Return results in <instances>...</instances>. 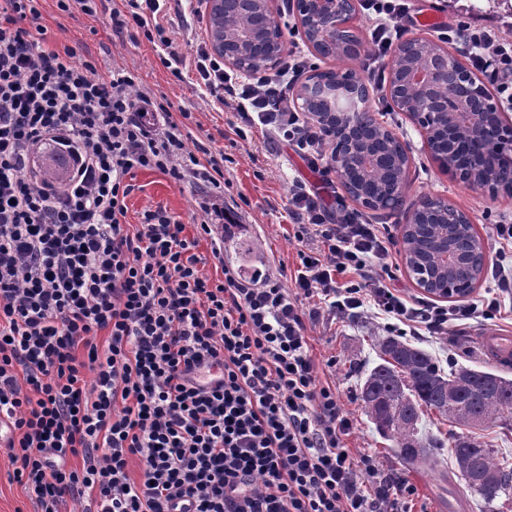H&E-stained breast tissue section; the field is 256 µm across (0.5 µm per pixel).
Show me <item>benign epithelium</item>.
<instances>
[{
	"mask_svg": "<svg viewBox=\"0 0 512 512\" xmlns=\"http://www.w3.org/2000/svg\"><path fill=\"white\" fill-rule=\"evenodd\" d=\"M210 6L225 10L242 6L256 13L250 30L235 38L211 39L212 50L224 57V65L246 73L276 68L285 51L279 28L262 17H271V0H209ZM357 0H296L299 23L313 27L309 44L316 54L327 45L336 53L355 57L363 43L353 31L351 20ZM389 97L394 106L420 128L423 148L441 168H454L457 129L465 125L472 141L482 145L470 165L456 171L457 179L472 190L496 197L506 188L494 173L512 169V121L487 86L455 55L443 48L434 50L430 64L397 67L391 74ZM465 98L463 112H454L448 100ZM293 103L308 113L329 135L332 143L330 167L351 199L372 210L386 200L376 190L375 177L389 165L364 133L361 116L371 112L369 87L354 78L324 77L316 70L295 88ZM409 224H462L471 229L469 214L445 200L424 197L409 212ZM437 257L448 266L457 255L448 248V229L440 230Z\"/></svg>",
	"mask_w": 512,
	"mask_h": 512,
	"instance_id": "obj_1",
	"label": "benign epithelium"
}]
</instances>
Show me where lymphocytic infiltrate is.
Here are the masks:
<instances>
[{"mask_svg":"<svg viewBox=\"0 0 512 512\" xmlns=\"http://www.w3.org/2000/svg\"><path fill=\"white\" fill-rule=\"evenodd\" d=\"M41 0H0V428L20 484L39 512H411L416 490L345 440L354 422L323 380L308 299L329 312L372 305L436 336L501 308L406 299L392 270L396 241L349 209L330 178L326 137L294 109L298 51L274 74L247 78L199 43L179 53L168 14L198 18L195 0H124L112 30L159 42L173 76L234 111L235 136L260 127L320 176L288 187L294 268L251 275L226 267L224 155L191 150L190 113L117 66L99 72L81 47L52 48ZM383 67L408 32L406 0H365ZM451 36L498 99L512 104V42L492 29ZM54 149L69 175L29 177ZM201 192L195 234L164 206L127 223L137 171ZM209 255L198 252L200 240ZM222 264L213 279L207 262ZM139 476H131V462Z\"/></svg>","mask_w":512,"mask_h":512,"instance_id":"obj_1","label":"lymphocytic infiltrate"}]
</instances>
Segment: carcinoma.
I'll list each match as a JSON object with an SVG mask.
<instances>
[{
	"mask_svg": "<svg viewBox=\"0 0 512 512\" xmlns=\"http://www.w3.org/2000/svg\"><path fill=\"white\" fill-rule=\"evenodd\" d=\"M246 25L244 17L215 10L209 15V27L216 36ZM406 243L409 254L418 257L432 249V239L420 230L407 235ZM450 282L472 288L461 268L439 275L436 287L446 288ZM375 347L380 363L365 378L360 401L377 432L394 442L408 463L434 471L438 461L430 449L443 443L418 433L422 414L432 412L450 426V457L465 488L488 506L512 492V467L477 434L512 424V380L466 367L446 371L431 354L396 336L376 339Z\"/></svg>",
	"mask_w": 512,
	"mask_h": 512,
	"instance_id": "obj_1",
	"label": "carcinoma"
}]
</instances>
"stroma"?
Returning a JSON list of instances; mask_svg holds the SVG:
<instances>
[{
    "instance_id": "35a3bbf8",
    "label": "stroma",
    "mask_w": 512,
    "mask_h": 512,
    "mask_svg": "<svg viewBox=\"0 0 512 512\" xmlns=\"http://www.w3.org/2000/svg\"><path fill=\"white\" fill-rule=\"evenodd\" d=\"M122 6L123 0H104L96 16L80 14L71 18L58 14L54 0H45L42 13L46 25L54 33L57 47L79 43L84 47V56L93 60L100 70L111 69L116 64L134 70L144 89L167 99L174 109L192 114L194 124L190 132L193 142L211 151L223 152L224 207L234 212L245 226L243 235L225 243V265L241 268L247 273L252 264L262 258L292 261L295 246L287 239L289 221L284 208L287 187L298 175L313 180V173L292 151L265 139L261 131L247 133L244 139L234 144L225 140L224 131L230 115L199 94L193 73L174 78L160 63L157 46L148 42L142 33L124 38L113 33L111 15ZM408 6L413 18L410 36L446 44L456 55L462 52L460 45L446 42L442 34L447 24L481 23L494 27L502 37L512 36V28L492 15L474 16L470 0H459L453 9L449 8L448 0H409ZM272 15L283 31L285 41L297 44L306 73L335 67V59L319 56L309 45L297 21L294 0H273ZM372 109L377 122L390 129L409 148L407 203L431 196L465 209L476 234L485 243L489 265L500 262V243L492 226L497 222L512 224V197L492 198L477 194L441 170L423 150L420 129L405 113L394 108L386 86H376ZM197 202L198 194L194 189L178 187L161 173L141 171L133 181V190L127 200V220L138 223L146 207L160 204L189 225L197 214ZM488 328L512 332V298L503 299L501 317L458 327L445 338L414 336L410 342L439 359L512 380V367L503 368L489 362L476 344L477 336ZM387 333L383 316L370 308L350 318L321 316L311 333L316 357L335 362L332 377L355 423L349 446L355 448L358 455L371 456L380 467L402 473L416 488L420 501L426 503L429 512H512V497L500 498L494 508H487L480 497L465 490L455 473L442 477L429 469L409 465L393 443L376 432L360 406L358 395L366 376L378 362L372 339Z\"/></svg>"
}]
</instances>
